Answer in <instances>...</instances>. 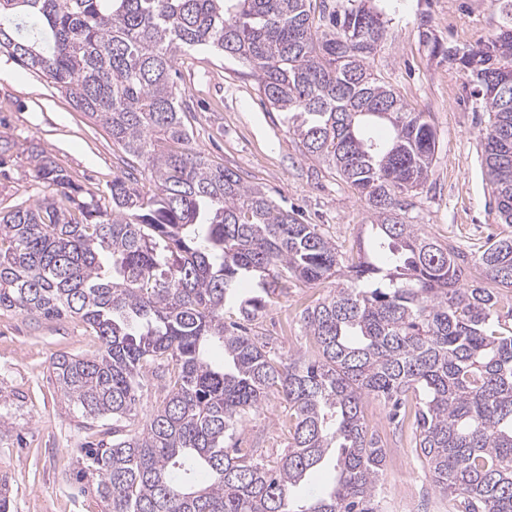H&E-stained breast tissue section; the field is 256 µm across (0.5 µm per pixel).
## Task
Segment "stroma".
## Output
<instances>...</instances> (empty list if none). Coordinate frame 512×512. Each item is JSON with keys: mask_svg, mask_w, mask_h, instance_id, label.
<instances>
[{"mask_svg": "<svg viewBox=\"0 0 512 512\" xmlns=\"http://www.w3.org/2000/svg\"><path fill=\"white\" fill-rule=\"evenodd\" d=\"M388 22V35L371 59L375 74L392 85L409 107L424 113L438 141L432 175L413 197L412 223L453 245L481 282L477 263L488 242L512 236L500 223L492 190L484 177L481 133L488 124L472 87L455 63L433 54L434 43L465 50L492 35L500 21L494 0H369ZM179 86L192 147L213 164L240 170L283 208L318 225L346 259L368 247L371 214L365 201L337 175L307 159L288 130L283 113L257 91L243 64L205 51L179 56ZM0 143L8 145L0 166V212L33 203L51 190L34 176L26 147L38 144L86 190L105 194L121 167V152L107 131L52 84L0 54ZM335 280L297 283L280 295L258 320L281 352L313 355L314 342L301 329L305 308L327 296ZM100 346L79 319L47 321L0 311V414L11 435L0 444V482H7L12 512H105L91 483L72 480L88 431L57 390L55 356L91 355ZM370 433L384 447L403 453L401 470L384 468L380 512H448L412 439L413 410L396 415L380 398L364 403ZM288 415L269 397L242 427L239 447L276 457L288 447Z\"/></svg>", "mask_w": 512, "mask_h": 512, "instance_id": "stroma-1", "label": "stroma"}]
</instances>
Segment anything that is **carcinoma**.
<instances>
[{"label": "carcinoma", "mask_w": 512, "mask_h": 512, "mask_svg": "<svg viewBox=\"0 0 512 512\" xmlns=\"http://www.w3.org/2000/svg\"><path fill=\"white\" fill-rule=\"evenodd\" d=\"M313 0H0V53L41 74L104 127L125 168L105 195L85 191L44 149L28 150L52 187L0 214V310L78 318L100 341L60 354L52 371L86 423L112 419L81 448L76 477L95 480L107 512H379L385 449L363 402L418 405L415 451L457 512H512V326L497 293L466 282L460 255L408 220L438 148L433 126L376 77L386 38L365 0L311 14ZM497 32L454 56L489 115L484 173L512 224V0ZM203 49L249 66L287 114L305 157L337 173L371 211L368 254L344 266L336 244L239 173L191 146L178 54ZM391 136H373V126ZM154 189L141 193L135 171ZM481 275L512 288V237L484 248ZM306 308L318 356L293 358L254 328L278 289L335 277ZM237 317L226 320L225 306ZM224 364L210 362L212 349ZM163 399L130 428L150 378ZM278 394L288 451L271 463L230 447ZM334 485L292 498L329 458ZM207 475L199 482L198 473Z\"/></svg>", "instance_id": "cac0c4a2"}]
</instances>
